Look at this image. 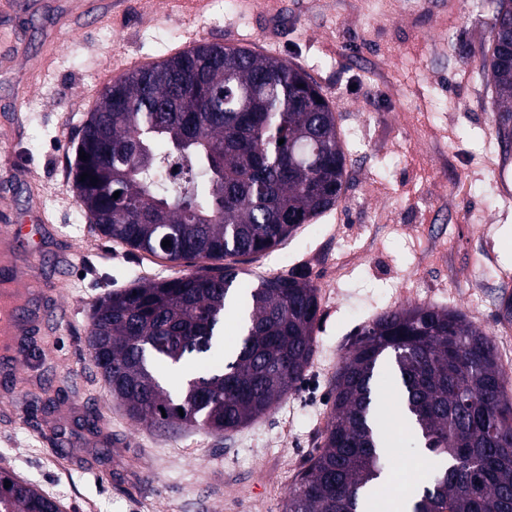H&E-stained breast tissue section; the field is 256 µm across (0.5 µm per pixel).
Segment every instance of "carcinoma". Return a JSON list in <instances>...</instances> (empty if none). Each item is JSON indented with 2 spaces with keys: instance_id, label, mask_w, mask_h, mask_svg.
<instances>
[{
  "instance_id": "1",
  "label": "carcinoma",
  "mask_w": 512,
  "mask_h": 512,
  "mask_svg": "<svg viewBox=\"0 0 512 512\" xmlns=\"http://www.w3.org/2000/svg\"><path fill=\"white\" fill-rule=\"evenodd\" d=\"M492 3L482 67L509 148L512 48L501 17L512 14V0ZM73 149V191L91 231L170 262L232 259L213 273L141 279L93 306L86 342L128 416L149 428L222 435L298 389L314 355L318 289L302 272L241 288L236 263L333 209L347 183L334 107L306 73L279 57L200 43L112 82ZM172 174L177 191L167 188ZM228 315L238 322L230 351ZM191 356L205 365L181 390L163 387V371ZM385 361L395 413L377 383ZM508 385L494 342L461 312H383L357 330L336 371L323 441L284 512H368L405 424L432 454L411 512H512ZM7 479L0 512H60L53 498Z\"/></svg>"
}]
</instances>
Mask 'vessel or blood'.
Wrapping results in <instances>:
<instances>
[{
  "mask_svg": "<svg viewBox=\"0 0 512 512\" xmlns=\"http://www.w3.org/2000/svg\"><path fill=\"white\" fill-rule=\"evenodd\" d=\"M22 135V119L14 117L0 135V179L26 180V173L12 162L13 145ZM51 222L40 197L29 196L26 209H0V349L12 346L16 336L42 324V316L29 310L45 282L38 273L41 243Z\"/></svg>",
  "mask_w": 512,
  "mask_h": 512,
  "instance_id": "obj_1",
  "label": "vessel or blood"
}]
</instances>
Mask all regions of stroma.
Returning <instances> with one entry per match:
<instances>
[{
	"label": "stroma",
	"mask_w": 512,
	"mask_h": 512,
	"mask_svg": "<svg viewBox=\"0 0 512 512\" xmlns=\"http://www.w3.org/2000/svg\"><path fill=\"white\" fill-rule=\"evenodd\" d=\"M0 0V35L24 56L0 58V129L23 103L15 146L55 218L42 243L67 321L22 337L0 365V469L56 497L64 512H282L305 468L341 360V337L381 312L452 307L495 336L497 297L512 286V202L494 94L481 66L493 11L479 0H200L188 19L164 0ZM70 26L47 38L60 17ZM243 41L302 68L347 135L348 182L332 210L238 278L305 273L318 289L315 355L299 392L239 430L168 433L112 400L85 344L95 302L140 279L195 272L88 231L72 184L71 141L99 74L129 56L165 58L186 43ZM70 260L60 272L58 252Z\"/></svg>",
	"instance_id": "stroma-1"
}]
</instances>
